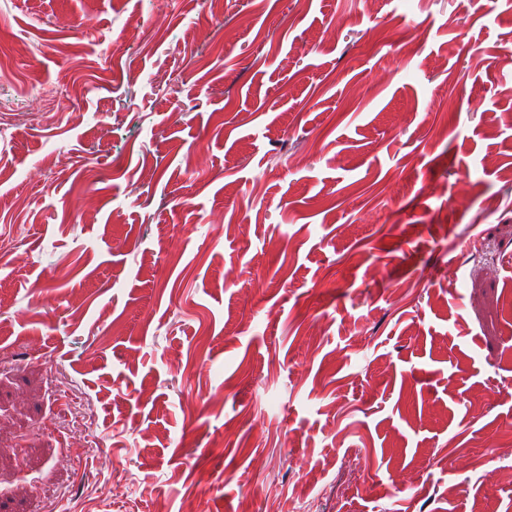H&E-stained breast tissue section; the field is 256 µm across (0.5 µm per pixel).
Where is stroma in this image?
<instances>
[{"label": "stroma", "mask_w": 512, "mask_h": 512, "mask_svg": "<svg viewBox=\"0 0 512 512\" xmlns=\"http://www.w3.org/2000/svg\"><path fill=\"white\" fill-rule=\"evenodd\" d=\"M0 56V512H512V0H0Z\"/></svg>", "instance_id": "obj_1"}]
</instances>
